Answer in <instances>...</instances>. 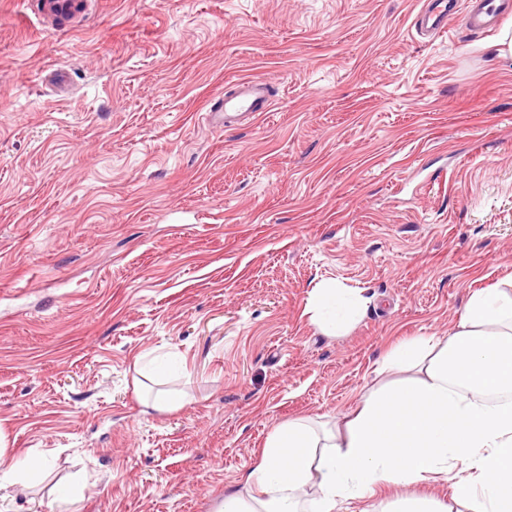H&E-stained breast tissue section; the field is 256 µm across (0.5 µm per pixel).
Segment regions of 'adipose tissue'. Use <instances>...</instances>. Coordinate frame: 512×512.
<instances>
[{"label":"adipose tissue","mask_w":512,"mask_h":512,"mask_svg":"<svg viewBox=\"0 0 512 512\" xmlns=\"http://www.w3.org/2000/svg\"><path fill=\"white\" fill-rule=\"evenodd\" d=\"M366 304L361 293L331 284L313 289V324L340 334ZM391 366L415 377L383 384L362 397L344 429L311 419L282 425L267 438L248 473L245 495L224 512H336L339 501L383 484L452 483L453 500L403 496L388 512H512V292L472 293L447 338L396 346ZM449 481V480H448Z\"/></svg>","instance_id":"obj_1"}]
</instances>
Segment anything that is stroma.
I'll list each match as a JSON object with an SVG mask.
<instances>
[{
    "mask_svg": "<svg viewBox=\"0 0 512 512\" xmlns=\"http://www.w3.org/2000/svg\"><path fill=\"white\" fill-rule=\"evenodd\" d=\"M457 2L429 42L416 0H98L60 32L0 0V432L47 461L0 512H211L512 278V59ZM246 77L273 111L212 127ZM329 280L369 300L335 336Z\"/></svg>",
    "mask_w": 512,
    "mask_h": 512,
    "instance_id": "obj_1",
    "label": "stroma"
}]
</instances>
